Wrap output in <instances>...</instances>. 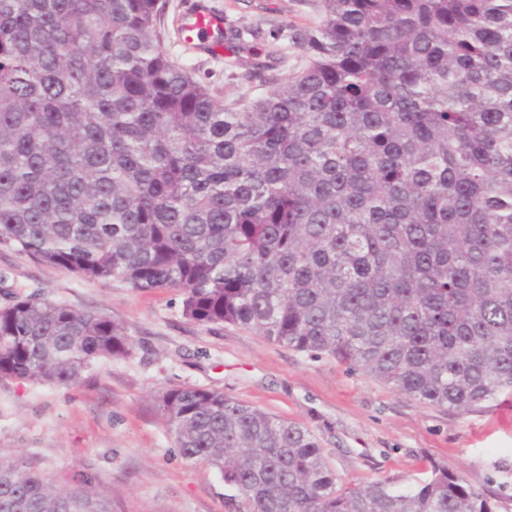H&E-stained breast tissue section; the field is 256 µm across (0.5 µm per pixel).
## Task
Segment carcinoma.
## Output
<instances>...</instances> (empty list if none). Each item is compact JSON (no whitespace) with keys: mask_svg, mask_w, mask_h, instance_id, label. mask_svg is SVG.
<instances>
[{"mask_svg":"<svg viewBox=\"0 0 512 512\" xmlns=\"http://www.w3.org/2000/svg\"><path fill=\"white\" fill-rule=\"evenodd\" d=\"M309 65L239 106L170 60L159 0H0V246L177 288L183 316L327 355L460 412L512 396V0H317ZM130 353L65 304L0 308V378ZM231 512H498L447 466L339 485L309 430L167 388ZM0 512H111L0 453Z\"/></svg>","mask_w":512,"mask_h":512,"instance_id":"obj_1","label":"carcinoma"}]
</instances>
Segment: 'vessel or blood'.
<instances>
[{
	"label": "vessel or blood",
	"mask_w": 512,
	"mask_h": 512,
	"mask_svg": "<svg viewBox=\"0 0 512 512\" xmlns=\"http://www.w3.org/2000/svg\"><path fill=\"white\" fill-rule=\"evenodd\" d=\"M176 25L184 43L199 46L212 56L223 55L224 14L210 7L206 0H186Z\"/></svg>",
	"instance_id": "obj_1"
}]
</instances>
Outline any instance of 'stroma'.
<instances>
[{
  "instance_id": "35a3bbf8",
  "label": "stroma",
  "mask_w": 512,
  "mask_h": 512,
  "mask_svg": "<svg viewBox=\"0 0 512 512\" xmlns=\"http://www.w3.org/2000/svg\"><path fill=\"white\" fill-rule=\"evenodd\" d=\"M162 2L171 59L227 104L266 90L253 64L271 49V32L319 20L315 0H208L230 29L263 33L213 58L180 43L174 19L183 0ZM26 296L120 324L131 351L95 362L73 385L0 378V450L60 485L89 476L112 512H227L221 477L183 459L158 408V394L172 386L220 391L309 429L343 486L387 480L405 488L445 464L512 512L511 402L471 413L423 403L335 358L189 321L179 289L85 280L0 247V308Z\"/></svg>"
}]
</instances>
